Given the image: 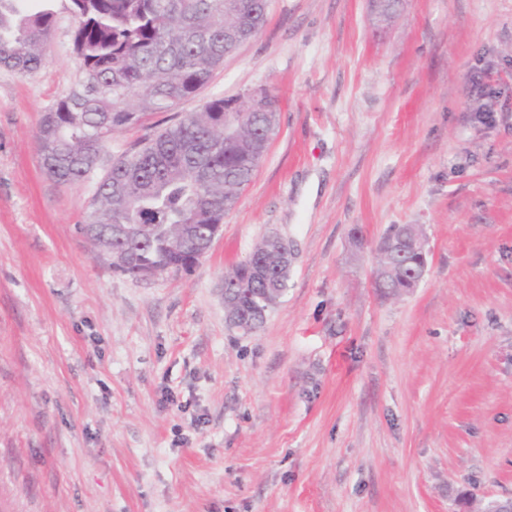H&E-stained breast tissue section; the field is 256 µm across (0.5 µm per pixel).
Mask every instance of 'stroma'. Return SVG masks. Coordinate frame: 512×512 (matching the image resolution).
<instances>
[{
	"instance_id": "1",
	"label": "stroma",
	"mask_w": 512,
	"mask_h": 512,
	"mask_svg": "<svg viewBox=\"0 0 512 512\" xmlns=\"http://www.w3.org/2000/svg\"><path fill=\"white\" fill-rule=\"evenodd\" d=\"M73 27L60 12L32 75L0 67V512H482L512 496V0H400L388 21L369 0H269L180 110L266 90L278 133L200 262L139 280L79 230L94 180L39 166ZM176 113L114 130L101 169ZM394 224L422 226L428 266L388 297L373 271ZM272 231L288 289L246 335L224 273Z\"/></svg>"
}]
</instances>
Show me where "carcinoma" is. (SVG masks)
Here are the masks:
<instances>
[{
  "mask_svg": "<svg viewBox=\"0 0 512 512\" xmlns=\"http://www.w3.org/2000/svg\"><path fill=\"white\" fill-rule=\"evenodd\" d=\"M62 2L74 20L78 79L41 116V165L60 184L89 176L120 127L148 112H165L205 86L238 45L267 20V0H0V66L19 76L47 62V46ZM278 119L272 100L260 106L222 98L207 101L112 161L99 182L93 210L81 227L100 256L125 255L119 272L134 279L142 261L158 267L181 262L189 246L182 225L205 235L237 204L250 182ZM229 131H224V127ZM383 237L374 286H412L418 256L387 252ZM285 265L276 241L265 236L224 275V295L251 321L264 323L270 288L288 279L266 276Z\"/></svg>",
  "mask_w": 512,
  "mask_h": 512,
  "instance_id": "obj_1",
  "label": "carcinoma"
}]
</instances>
